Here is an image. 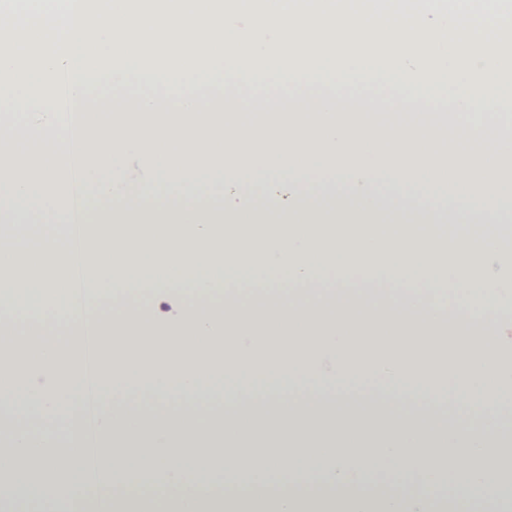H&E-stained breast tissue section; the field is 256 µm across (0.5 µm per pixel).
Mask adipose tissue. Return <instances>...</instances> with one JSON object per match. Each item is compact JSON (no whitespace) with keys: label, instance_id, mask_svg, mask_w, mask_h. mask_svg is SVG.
Returning <instances> with one entry per match:
<instances>
[{"label":"adipose tissue","instance_id":"obj_1","mask_svg":"<svg viewBox=\"0 0 512 512\" xmlns=\"http://www.w3.org/2000/svg\"><path fill=\"white\" fill-rule=\"evenodd\" d=\"M162 154L164 191L139 197L118 190L115 161L83 166L94 187L81 207L87 302L101 317L113 399L364 382L402 399L451 395L478 405L486 424L466 436L377 409L200 418L104 405L100 512H459L463 489L478 512H512L501 493L512 482V447L494 437L512 393L497 332L512 300L482 273L512 180L488 173L489 154L405 141L364 154H272L237 135L227 147L175 141ZM218 167L232 176L215 197L206 182ZM36 170L30 180L17 166L0 168V222L14 242L0 252V399L42 411L81 386L85 349L60 303L69 243L42 214L60 167ZM284 173L286 205L276 192ZM441 193L461 205H433ZM155 288L181 293L175 324L157 326L145 312ZM116 297L125 311L103 319ZM246 446L257 451L247 466ZM26 461L29 484L54 512H80L81 440L59 452L21 427L0 449V512H16L11 476Z\"/></svg>","mask_w":512,"mask_h":512}]
</instances>
